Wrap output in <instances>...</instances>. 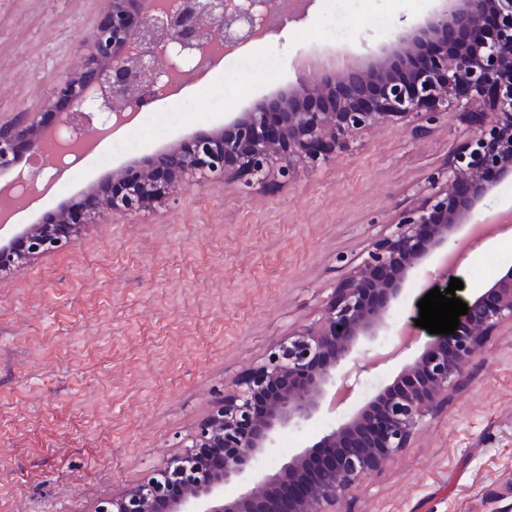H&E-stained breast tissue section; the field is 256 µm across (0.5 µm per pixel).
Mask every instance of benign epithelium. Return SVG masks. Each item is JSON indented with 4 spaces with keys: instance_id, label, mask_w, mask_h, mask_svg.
<instances>
[{
    "instance_id": "7a95c632",
    "label": "benign epithelium",
    "mask_w": 512,
    "mask_h": 512,
    "mask_svg": "<svg viewBox=\"0 0 512 512\" xmlns=\"http://www.w3.org/2000/svg\"><path fill=\"white\" fill-rule=\"evenodd\" d=\"M105 2L81 41L80 66L52 83L40 107L0 121V176H9L1 191L36 189L41 171L22 156L40 153L47 135L95 142L204 77L221 59L210 50L213 28L231 53L271 33L264 21L280 7L277 0ZM440 3L419 24L395 25L365 58L333 69L315 60L223 126L131 160L110 175L120 191L93 186L80 204L0 241L2 273L64 249L79 224L145 211L187 183L289 180L301 167L316 171L349 155L359 136L381 126L436 122L450 109L474 127L447 169L428 177L419 202L400 210L334 285L318 319L224 388L181 453L94 512H341L369 475L410 447L484 337L512 326L511 264L465 300L455 333L422 344L410 325L393 349L378 342L411 280L423 275L428 290L448 287L459 269L453 255L478 239L476 213L512 180V0ZM418 343L391 384L318 441L276 469L263 464L282 432L319 418L327 403L344 404L364 374ZM230 483L234 496L224 494Z\"/></svg>"
}]
</instances>
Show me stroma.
I'll use <instances>...</instances> for the list:
<instances>
[{
  "label": "stroma",
  "mask_w": 512,
  "mask_h": 512,
  "mask_svg": "<svg viewBox=\"0 0 512 512\" xmlns=\"http://www.w3.org/2000/svg\"><path fill=\"white\" fill-rule=\"evenodd\" d=\"M435 0H315L307 17L224 56L201 81L140 113L60 176L45 172L14 216L36 223L127 161L285 85L314 51L364 52L382 37L368 15L414 23ZM104 0H0V120L39 107L70 72ZM278 68L277 81L266 72ZM457 113L387 126L351 155L288 181L231 178L187 186L146 211L84 224L62 251L0 275V512H92L182 445L232 380L317 319L334 284L360 262L427 177L471 136ZM512 264V227L469 252L473 271ZM285 431L277 467L345 414ZM343 512H512V329L489 336L409 448Z\"/></svg>",
  "instance_id": "1"
}]
</instances>
